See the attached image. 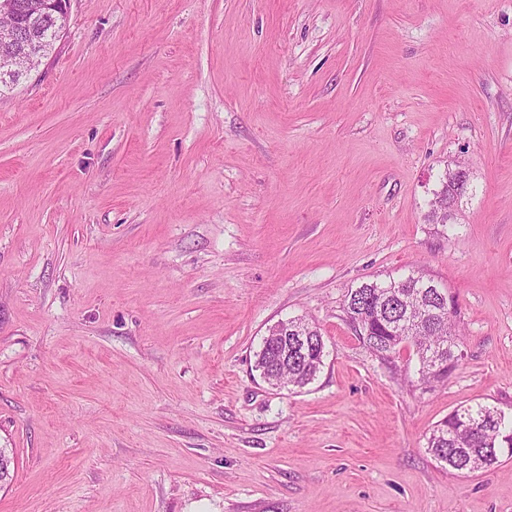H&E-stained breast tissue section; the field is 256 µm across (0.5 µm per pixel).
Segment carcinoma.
Segmentation results:
<instances>
[{
    "mask_svg": "<svg viewBox=\"0 0 512 512\" xmlns=\"http://www.w3.org/2000/svg\"><path fill=\"white\" fill-rule=\"evenodd\" d=\"M426 221L437 225L435 211L448 202V172L439 178ZM433 279L411 272L398 279H375L348 291L343 305L346 322L358 327L360 340L384 361L405 345L416 348L420 381L429 387L445 383L456 367L453 352L459 347L458 313L443 311L450 289L430 288ZM288 323L303 329L313 340L304 358L281 363V340L265 336L256 352V368L279 386L302 389L311 384L324 365L325 342L317 326L303 318ZM512 454V421L501 423L497 408L477 403L454 410L438 422L428 438V451L448 468L467 474L497 462L501 449Z\"/></svg>",
    "mask_w": 512,
    "mask_h": 512,
    "instance_id": "cac0c4a2",
    "label": "carcinoma"
}]
</instances>
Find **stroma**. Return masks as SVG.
<instances>
[{
  "mask_svg": "<svg viewBox=\"0 0 512 512\" xmlns=\"http://www.w3.org/2000/svg\"><path fill=\"white\" fill-rule=\"evenodd\" d=\"M413 270L459 301L432 388L342 310ZM292 317L298 393L254 357ZM477 402L512 414V0H71L0 94V512H512V456L427 449ZM452 165H448V170L453 173H456L461 179H464L465 175L469 173V168L465 167L461 163H454ZM448 170L445 171L439 176V188L433 192L434 198L430 202V211L427 214L426 221L429 224L439 225V221L436 218L435 211L439 209L440 206L447 204L448 202ZM283 321H288V324L298 325L303 329L306 336H311L314 342L311 346L310 354L305 359L300 357L290 359L288 355V367H283L281 363L282 358L280 357L283 346L280 339L269 336L271 330L274 329L271 327L268 335L262 340L260 350L256 352V368L261 371V375L273 379L277 383L279 382L278 388L291 386L294 389H302L315 380L324 365L325 342L318 327L313 323H309L306 319L294 318ZM288 324L284 322V325L280 327L281 329L283 328L281 334L285 341H287V344L288 333L296 336L294 340L296 341L295 343H298L297 345L302 342L305 344L302 332L294 327L288 330Z\"/></svg>",
  "mask_w": 512,
  "mask_h": 512,
  "instance_id": "obj_1",
  "label": "stroma"
}]
</instances>
